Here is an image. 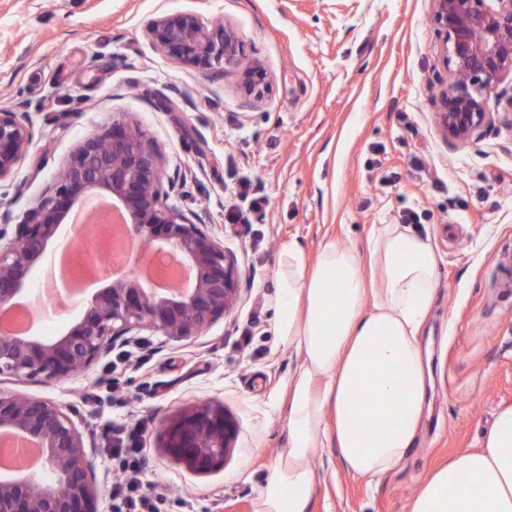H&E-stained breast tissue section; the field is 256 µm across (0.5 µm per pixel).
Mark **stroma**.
<instances>
[{
    "label": "stroma",
    "mask_w": 512,
    "mask_h": 512,
    "mask_svg": "<svg viewBox=\"0 0 512 512\" xmlns=\"http://www.w3.org/2000/svg\"><path fill=\"white\" fill-rule=\"evenodd\" d=\"M435 11V0H0V107L33 131L0 181V207L20 221L86 138L124 120L163 154L165 176L180 177L165 205L206 224L241 271L234 307L200 335L144 330L133 360L119 343L54 385L0 380L72 418L91 449L97 512H113L102 449L127 422L142 428L158 488L195 512H253L288 446L273 403L298 357L272 322L280 248L293 239L310 262L329 240L361 255L372 225L413 212L441 257L420 338L432 381L415 447L378 478L314 449L310 512H409L430 472L480 447L512 405V115L494 110L471 140L448 138ZM179 13L231 27L240 66L199 73L170 62L148 28ZM255 65L268 86L249 103L243 73ZM202 404L223 407L239 433L223 467L198 474L165 454L161 423Z\"/></svg>",
    "instance_id": "1"
}]
</instances>
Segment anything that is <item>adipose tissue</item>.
Segmentation results:
<instances>
[{
    "label": "adipose tissue",
    "mask_w": 512,
    "mask_h": 512,
    "mask_svg": "<svg viewBox=\"0 0 512 512\" xmlns=\"http://www.w3.org/2000/svg\"><path fill=\"white\" fill-rule=\"evenodd\" d=\"M366 259L329 241L314 264L284 243L274 332L299 360L277 410L288 446L270 467L253 512H310L313 449L334 450L356 474L379 477L413 448L427 395L418 337L437 289L440 257L411 224H383ZM409 512H512V406L480 448L424 481Z\"/></svg>",
    "instance_id": "1"
}]
</instances>
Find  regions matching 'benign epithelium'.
<instances>
[{"mask_svg":"<svg viewBox=\"0 0 512 512\" xmlns=\"http://www.w3.org/2000/svg\"><path fill=\"white\" fill-rule=\"evenodd\" d=\"M436 20L444 29L442 60L450 79L440 112L448 137L466 141L491 111L489 93L512 108V0H435ZM149 34L166 57L204 72L213 64L239 63L236 35L223 24L209 29L194 14L154 20ZM266 73L255 67L245 82L249 100L265 91ZM33 140L29 124L12 110L0 109V181L14 173ZM162 156L145 133L129 122L114 121L107 131L87 138L58 182L46 189L13 231L0 226V304L23 295L31 271L72 209L91 196L112 199L125 215L126 238L186 271L188 284L158 288L132 273L85 298L76 320L46 341L26 332L0 334V376L39 380L47 385L89 369L113 343L150 329L181 340L224 316L239 294L235 257L203 225L162 203ZM36 445L44 470L0 473V512H97L93 464L82 434L55 403L0 392V435ZM238 434L237 422L208 404L167 421L166 453L189 469L206 473L224 464Z\"/></svg>","mask_w":512,"mask_h":512,"instance_id":"1","label":"benign epithelium"}]
</instances>
